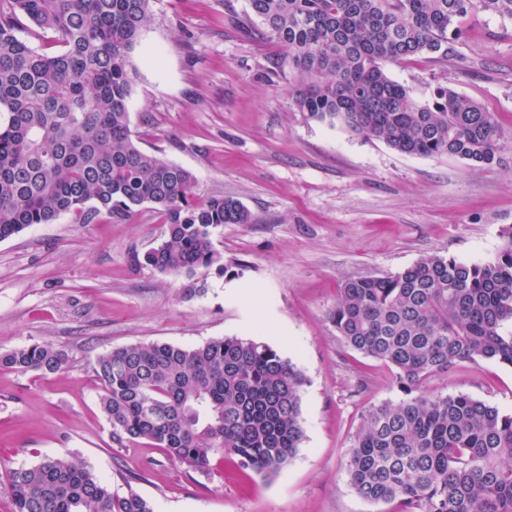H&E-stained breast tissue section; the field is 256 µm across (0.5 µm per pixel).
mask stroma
Returning <instances> with one entry per match:
<instances>
[{"instance_id":"35a3bbf8","label":"stroma","mask_w":512,"mask_h":512,"mask_svg":"<svg viewBox=\"0 0 512 512\" xmlns=\"http://www.w3.org/2000/svg\"><path fill=\"white\" fill-rule=\"evenodd\" d=\"M248 0H152L131 54L130 126L142 148L190 170L195 190L241 201L249 224L214 236L222 267L193 276L135 264L161 242L150 208L90 224L61 215L0 241V353L50 341L56 373L0 369V512L7 475L43 458L86 463L155 512H393L357 496L345 451L375 405L402 397L383 362L348 349L329 319L343 281L401 271L430 254L491 258L512 229V20L480 9L455 54L386 65L418 103L451 87L494 113L504 139L493 167L408 156L298 111L294 74ZM242 337L296 364L303 441L278 474L213 455L207 473L144 442H116L99 406L96 357L129 344L193 346ZM512 412V367L463 362L426 382Z\"/></svg>"}]
</instances>
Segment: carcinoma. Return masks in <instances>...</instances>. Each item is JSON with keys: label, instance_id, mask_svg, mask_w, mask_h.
I'll return each mask as SVG.
<instances>
[{"label": "carcinoma", "instance_id": "carcinoma-1", "mask_svg": "<svg viewBox=\"0 0 512 512\" xmlns=\"http://www.w3.org/2000/svg\"><path fill=\"white\" fill-rule=\"evenodd\" d=\"M150 2L0 0V241L63 214L125 221L148 204L164 237L135 262L191 276L223 261L217 228L252 222L242 202L197 196L190 171L133 138L131 52ZM477 6L512 20V0H249L296 74L298 111L404 155L491 167L502 142L493 113L450 88L419 104L384 70L421 56L447 63ZM23 29L27 40L17 36ZM330 321L348 348L390 367L404 394L371 407L347 448L354 492L398 512H512V414L425 391L459 362L512 366V231L488 261L433 254L394 274L349 279ZM68 363L50 342L0 355L1 367L20 372ZM94 372L113 440L149 441L196 472L225 452L270 477L304 437L303 373L263 342L132 344L98 355ZM9 494L11 512H155L132 487L114 490L73 459L10 471Z\"/></svg>", "mask_w": 512, "mask_h": 512}]
</instances>
